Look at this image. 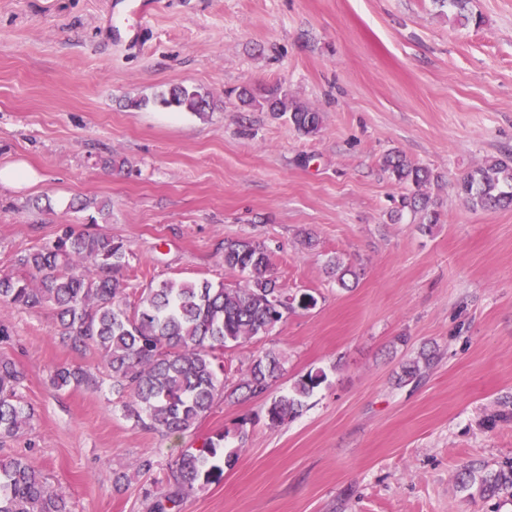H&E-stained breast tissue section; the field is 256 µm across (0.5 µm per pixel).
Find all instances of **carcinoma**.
<instances>
[{
  "label": "carcinoma",
  "mask_w": 512,
  "mask_h": 512,
  "mask_svg": "<svg viewBox=\"0 0 512 512\" xmlns=\"http://www.w3.org/2000/svg\"><path fill=\"white\" fill-rule=\"evenodd\" d=\"M245 105L260 104L270 112L289 115L295 129L314 134L321 126L320 113L288 99L276 87L266 91L263 102L248 88L239 91ZM166 107L202 116L211 110L207 96L193 88L173 85L159 96ZM383 165L410 192L400 209L424 212L436 222L425 188L438 176L425 166L390 152ZM457 190L473 210L512 207V159L491 157L468 173ZM224 267L246 275V284L215 285L208 280L161 283L147 289L140 308L127 307V250L111 236L59 226L54 239L20 253L19 273H0V306L38 310L51 307L59 321L58 336L75 346L94 347L112 376V390L128 397L126 416L135 424L161 434L185 432L208 414L219 399L241 395L265 398V417L280 425L300 414L305 399L325 379L321 370L301 376L291 390L269 397L273 383L285 371V357L270 350L251 360L240 378L227 383L218 375L224 349L266 336L294 309L295 300L270 278V257L250 240L224 241ZM434 355L402 367L399 384L421 375ZM90 376L80 368H60L52 379L60 390L79 386ZM24 374L7 359L0 360V436L11 437L31 426L32 409L16 398ZM218 443L205 439L185 449L167 478V489L151 498L148 512H181L185 496L220 480ZM480 491L512 495V467L470 476ZM0 512H71L69 500L52 490L43 473L20 457H0Z\"/></svg>",
  "instance_id": "1"
}]
</instances>
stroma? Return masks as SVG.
Segmentation results:
<instances>
[{
    "label": "stroma",
    "instance_id": "obj_1",
    "mask_svg": "<svg viewBox=\"0 0 512 512\" xmlns=\"http://www.w3.org/2000/svg\"><path fill=\"white\" fill-rule=\"evenodd\" d=\"M468 8L481 24L439 0H159L133 47L119 0H0V167L38 175L0 186V272L72 224L127 247L134 304L169 279L244 285L223 246L249 239L280 288L317 304L225 350V367L236 379L282 352L274 396L326 375L292 421L221 401L164 436L125 418L101 353L61 342L50 309L0 310V358L22 368L35 412L0 456L40 469L72 512H146L182 451L217 435L236 457L182 512H512V495L456 479L512 461V209L470 210L457 190L512 158V0ZM177 84L211 112L155 104ZM271 84L320 112L316 135L233 93ZM391 151L439 174L432 227L398 211ZM424 351L434 363L397 386ZM61 366L91 378L56 390ZM143 456L151 472L135 471Z\"/></svg>",
    "mask_w": 512,
    "mask_h": 512
}]
</instances>
